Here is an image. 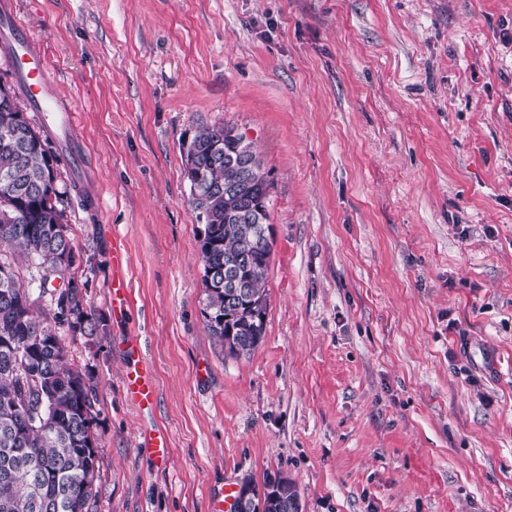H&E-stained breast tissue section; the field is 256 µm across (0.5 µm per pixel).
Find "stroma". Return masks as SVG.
Returning a JSON list of instances; mask_svg holds the SVG:
<instances>
[{"instance_id": "stroma-1", "label": "stroma", "mask_w": 512, "mask_h": 512, "mask_svg": "<svg viewBox=\"0 0 512 512\" xmlns=\"http://www.w3.org/2000/svg\"><path fill=\"white\" fill-rule=\"evenodd\" d=\"M12 2L77 114L50 133L61 179L93 201L65 219L108 333L57 329L96 385L91 512H211L275 479L302 512H512V0ZM221 124L272 183L265 336L240 356L202 315L179 149ZM123 336L156 371L147 417ZM108 288L112 315L115 319L123 318L129 307V280L127 249L120 237H114L112 242V271ZM143 443L150 449L157 466L165 467L170 459V440L166 431L153 428L144 432Z\"/></svg>"}]
</instances>
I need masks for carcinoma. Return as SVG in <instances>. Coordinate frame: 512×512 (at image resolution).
I'll return each mask as SVG.
<instances>
[{
	"label": "carcinoma",
	"instance_id": "obj_1",
	"mask_svg": "<svg viewBox=\"0 0 512 512\" xmlns=\"http://www.w3.org/2000/svg\"><path fill=\"white\" fill-rule=\"evenodd\" d=\"M189 183L208 193L206 211L189 203L203 221L200 254L204 267L203 317L224 344L248 354L266 326L265 281L272 245L243 256L239 272L254 294L246 311L224 300V263L244 250L252 225L230 215L260 207L269 221L271 182L253 163V179L239 181L232 166L236 151L252 144L231 127L214 125L197 132ZM60 154L30 124L13 89L0 85V244L19 258L39 262L41 293L54 296L48 310L36 311L19 280L15 263L0 260V512H88L95 497L97 437L92 431L96 390L89 375L70 365L55 327L92 338L104 325L84 304L86 284L75 277L79 254L68 234L63 192L58 188ZM235 182L232 193L224 186ZM293 487L281 492L267 512H293Z\"/></svg>",
	"mask_w": 512,
	"mask_h": 512
}]
</instances>
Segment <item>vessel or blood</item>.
Returning a JSON list of instances; mask_svg holds the SVG:
<instances>
[{
	"label": "vessel or blood",
	"instance_id": "obj_1",
	"mask_svg": "<svg viewBox=\"0 0 512 512\" xmlns=\"http://www.w3.org/2000/svg\"><path fill=\"white\" fill-rule=\"evenodd\" d=\"M0 25L7 30L0 36V62L9 66L31 104L42 112L52 113L68 136H75L77 127L73 109L48 85V67L40 47L24 28L17 24L11 11L0 12ZM109 305L114 318H122L129 307L128 256L122 238L112 242V271L109 278ZM125 368L123 386L127 401L139 411H151L157 397L156 373L142 353L137 339L124 346ZM143 443L149 448L157 466H166L170 459V440L166 431L153 428L145 431Z\"/></svg>",
	"mask_w": 512,
	"mask_h": 512
}]
</instances>
